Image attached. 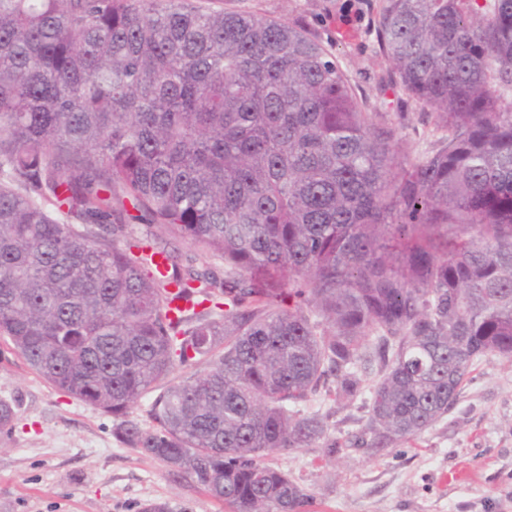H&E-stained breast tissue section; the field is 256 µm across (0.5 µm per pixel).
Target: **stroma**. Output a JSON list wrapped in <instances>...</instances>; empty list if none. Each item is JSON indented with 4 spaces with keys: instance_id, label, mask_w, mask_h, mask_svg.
<instances>
[{
    "instance_id": "35a3bbf8",
    "label": "stroma",
    "mask_w": 512,
    "mask_h": 512,
    "mask_svg": "<svg viewBox=\"0 0 512 512\" xmlns=\"http://www.w3.org/2000/svg\"><path fill=\"white\" fill-rule=\"evenodd\" d=\"M227 11H259L299 21L330 45L357 94L380 111L406 118L397 139L416 161L438 137L432 117L412 100L381 92L388 66L369 19L347 12L348 0H201ZM0 399L20 403L12 433L0 434V512H137L163 501L172 512H231L188 475L172 471L112 434V417L58 392L0 344ZM307 411L329 412V433H358L360 402L331 410L315 399ZM313 499L308 512H512V359L477 363L455 407L415 443L387 456L323 447L285 449L268 457Z\"/></svg>"
}]
</instances>
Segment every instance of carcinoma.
Masks as SVG:
<instances>
[{"label":"carcinoma","mask_w":512,"mask_h":512,"mask_svg":"<svg viewBox=\"0 0 512 512\" xmlns=\"http://www.w3.org/2000/svg\"><path fill=\"white\" fill-rule=\"evenodd\" d=\"M354 7L381 90L435 115L409 169L296 22L0 0V339L233 512H305L265 458L326 436L296 410L317 392L339 405L374 376L348 443L381 457L447 415L482 357L512 358V0ZM131 220L224 259V278ZM151 393L145 430L131 409ZM16 418L0 400V432Z\"/></svg>","instance_id":"cac0c4a2"}]
</instances>
